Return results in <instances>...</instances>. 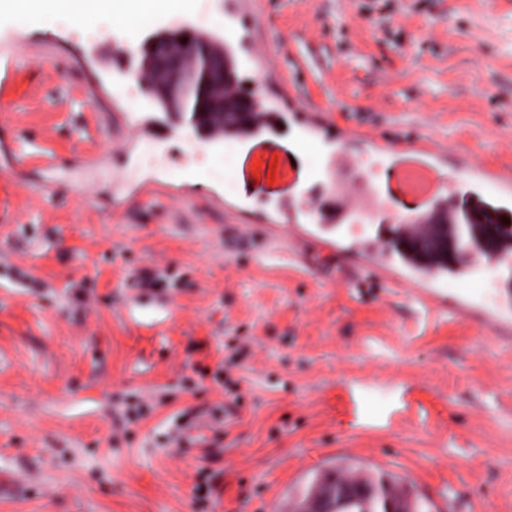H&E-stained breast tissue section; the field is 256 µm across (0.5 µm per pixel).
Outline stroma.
Masks as SVG:
<instances>
[{"label":"stroma","mask_w":512,"mask_h":512,"mask_svg":"<svg viewBox=\"0 0 512 512\" xmlns=\"http://www.w3.org/2000/svg\"><path fill=\"white\" fill-rule=\"evenodd\" d=\"M181 24L333 126L225 155L123 99L111 17L0 6V512H272L350 465L512 512V325L427 309L349 224L279 210L316 178L335 199L337 126L439 144L442 176L512 169V0H184L137 37ZM147 271L169 304L129 306Z\"/></svg>","instance_id":"stroma-1"}]
</instances>
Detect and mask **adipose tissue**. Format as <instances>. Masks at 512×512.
<instances>
[{
  "label": "adipose tissue",
  "mask_w": 512,
  "mask_h": 512,
  "mask_svg": "<svg viewBox=\"0 0 512 512\" xmlns=\"http://www.w3.org/2000/svg\"><path fill=\"white\" fill-rule=\"evenodd\" d=\"M177 0H13L15 14L26 18L39 5L49 6L77 17L101 11L111 12L115 23L125 29L141 27L148 18L172 12Z\"/></svg>",
  "instance_id": "1"
}]
</instances>
